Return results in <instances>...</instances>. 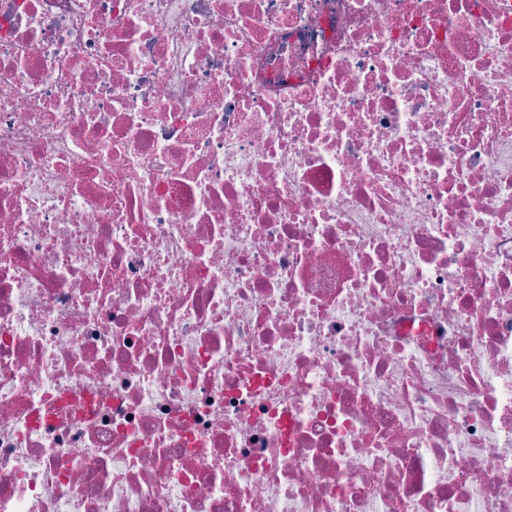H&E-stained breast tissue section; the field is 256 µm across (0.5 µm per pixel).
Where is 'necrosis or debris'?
<instances>
[{
  "mask_svg": "<svg viewBox=\"0 0 512 512\" xmlns=\"http://www.w3.org/2000/svg\"><path fill=\"white\" fill-rule=\"evenodd\" d=\"M0 512H512V0H0Z\"/></svg>",
  "mask_w": 512,
  "mask_h": 512,
  "instance_id": "1",
  "label": "necrosis or debris"
}]
</instances>
